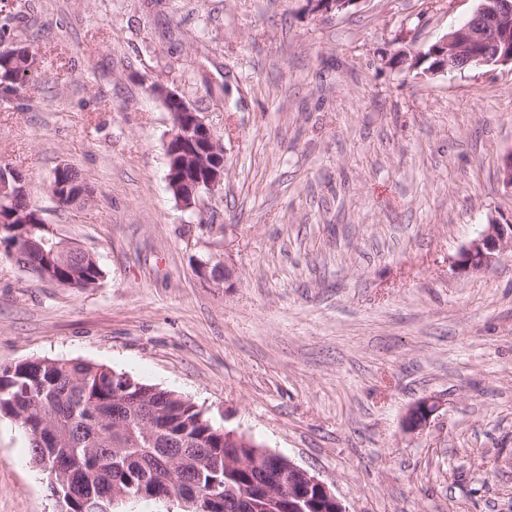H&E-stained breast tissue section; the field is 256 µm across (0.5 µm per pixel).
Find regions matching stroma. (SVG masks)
<instances>
[{
  "mask_svg": "<svg viewBox=\"0 0 512 512\" xmlns=\"http://www.w3.org/2000/svg\"><path fill=\"white\" fill-rule=\"evenodd\" d=\"M37 60L0 96V167L97 257L92 288L37 278L0 242V364H104L175 392L323 481L346 512H512V68L389 65L478 0H14ZM176 90L221 140L224 182L166 187ZM76 170L65 206L49 185ZM232 272L215 284L200 262ZM439 408L422 431L402 421ZM0 512H56L28 437L0 418ZM505 245L512 249V224L491 221L458 253L454 270L464 274L480 271L491 265ZM438 407L439 405L431 398L419 400L406 415L404 429L408 432L423 430Z\"/></svg>",
  "mask_w": 512,
  "mask_h": 512,
  "instance_id": "stroma-1",
  "label": "stroma"
}]
</instances>
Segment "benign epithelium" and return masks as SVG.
<instances>
[{
    "mask_svg": "<svg viewBox=\"0 0 512 512\" xmlns=\"http://www.w3.org/2000/svg\"><path fill=\"white\" fill-rule=\"evenodd\" d=\"M316 7L326 13H343L361 0H314ZM432 60L428 73L451 72L467 66H512V0H480L479 7L469 20L459 27L451 28L440 40L428 45L414 55L404 50L396 51L389 63L406 70L419 68L425 61ZM151 93L165 105L177 104L179 111L170 113L178 117L172 126L171 137L166 145V157L172 175L182 172L181 184L191 194H196L201 185L207 191H215L224 180L225 158L223 146L217 140L214 130L202 113L195 111V105L183 98L177 91L162 85L151 87ZM502 185L512 191V151L505 154L499 165ZM512 247V224L491 221L484 225L453 262L458 273L480 271L496 259L504 246ZM198 273L216 284L228 279V269L221 266L212 268L211 263L202 262ZM438 404L423 398L415 403L404 420V429L416 432L424 429ZM256 457L265 464H273L278 470L272 485L262 481L259 489L270 495L288 496V512H306L310 494L315 492L333 505V512H345L341 503L327 485L293 461L263 448Z\"/></svg>",
    "mask_w": 512,
    "mask_h": 512,
    "instance_id": "7a95c632",
    "label": "benign epithelium"
}]
</instances>
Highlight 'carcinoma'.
Wrapping results in <instances>:
<instances>
[{"instance_id":"carcinoma-1","label":"carcinoma","mask_w":512,"mask_h":512,"mask_svg":"<svg viewBox=\"0 0 512 512\" xmlns=\"http://www.w3.org/2000/svg\"><path fill=\"white\" fill-rule=\"evenodd\" d=\"M8 24L0 25V92L12 94L28 82V67L14 60ZM41 210L32 205L23 185L0 197V240L11 248L39 238ZM54 280L70 288H88L102 277L98 261L83 257L73 264L37 255ZM113 369L82 360L30 359L0 365V417L16 421L30 441L31 461L58 495L60 512H115L121 491L151 490L153 471L166 464L169 450L204 448L193 468L178 469L179 487L202 491L217 485L219 501L179 494L183 512H288L279 496L254 495L256 469L228 468L224 457L250 451L224 444V428L213 423L195 403L171 391L136 379L116 395ZM154 415L155 440L146 444L138 426L140 410Z\"/></svg>"}]
</instances>
